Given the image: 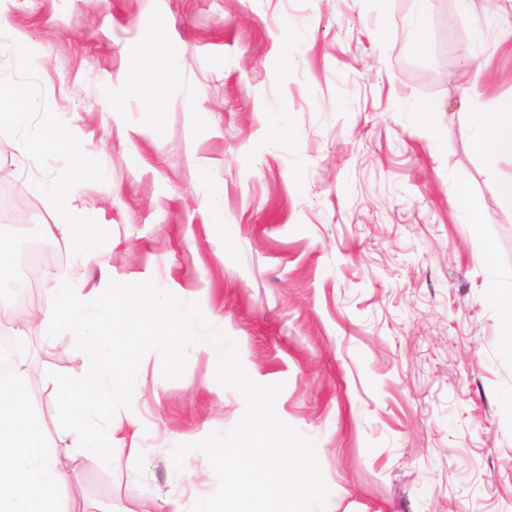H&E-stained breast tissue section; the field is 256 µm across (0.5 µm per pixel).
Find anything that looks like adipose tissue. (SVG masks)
<instances>
[{"mask_svg":"<svg viewBox=\"0 0 512 512\" xmlns=\"http://www.w3.org/2000/svg\"><path fill=\"white\" fill-rule=\"evenodd\" d=\"M40 107L36 98L10 91L6 105L0 107V128L26 131L21 143L25 149L67 148L70 132L50 124L32 126L31 116ZM473 138L489 166L512 159V104L498 112L476 113ZM44 194L71 251L81 252L84 243L98 240L99 225L69 211L60 183H49ZM49 292L54 302L38 315L39 334L48 346L60 333H70L83 352L77 379H52L59 410L79 407L82 423L76 427L59 422L54 444L30 447L27 430L42 428L43 418L18 406L27 388V362L24 356L0 349V512H93L63 497L61 489L87 461L109 462L122 452L128 461L137 459L139 448L130 444L111 409L125 404L143 385L154 353L163 352L175 365L189 351H203L214 375L224 374L223 337L198 336L191 327L198 317L196 309L152 282L116 288L106 273L92 286L77 268L53 280Z\"/></svg>","mask_w":512,"mask_h":512,"instance_id":"1","label":"adipose tissue"}]
</instances>
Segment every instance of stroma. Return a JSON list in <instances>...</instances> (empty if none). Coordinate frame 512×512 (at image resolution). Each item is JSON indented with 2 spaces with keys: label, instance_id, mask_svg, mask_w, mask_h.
Returning <instances> with one entry per match:
<instances>
[{
  "label": "stroma",
  "instance_id": "1",
  "mask_svg": "<svg viewBox=\"0 0 512 512\" xmlns=\"http://www.w3.org/2000/svg\"><path fill=\"white\" fill-rule=\"evenodd\" d=\"M423 18L424 55L411 24ZM35 67L0 41V80L36 96L35 124L73 150L0 152V192L54 224L48 181L86 175L70 210L112 236V283L198 301L250 377L282 384L276 412L314 440L326 512H512V207L471 136L512 101V8L501 0H0ZM181 48L165 79L146 36ZM156 80L132 97L129 83ZM473 112L460 108L463 97ZM287 118L276 130L279 118ZM223 198L224 218L204 197ZM80 374L69 335L35 353ZM245 403L204 352L151 358L114 409L142 450L86 462L69 500L163 512L217 487L177 445L231 429ZM181 480H174V473Z\"/></svg>",
  "mask_w": 512,
  "mask_h": 512
}]
</instances>
